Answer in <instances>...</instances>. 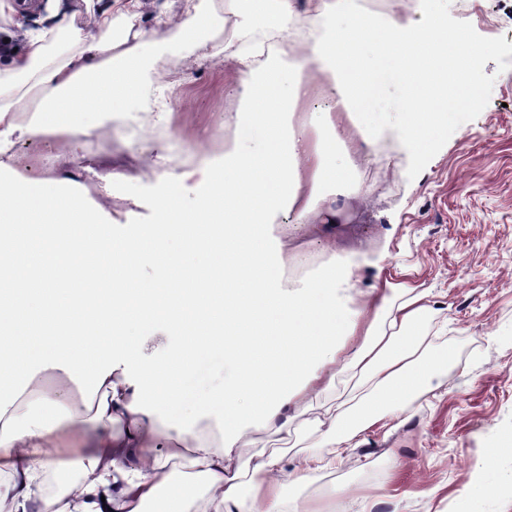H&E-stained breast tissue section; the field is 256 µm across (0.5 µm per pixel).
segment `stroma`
Masks as SVG:
<instances>
[{
  "instance_id": "obj_1",
  "label": "stroma",
  "mask_w": 512,
  "mask_h": 512,
  "mask_svg": "<svg viewBox=\"0 0 512 512\" xmlns=\"http://www.w3.org/2000/svg\"><path fill=\"white\" fill-rule=\"evenodd\" d=\"M448 23L466 25L476 43L494 47L485 58L481 93L463 127L427 157L410 152L397 124L382 129L372 150L347 157L348 185L336 242L307 233L303 275L318 277L330 248L354 261V304L383 280L396 290L426 292L430 308L416 326L426 357L441 377L432 391L407 398L389 426L360 432L336 465L301 484H284V500L311 512H456L481 482L496 486L492 512H512V0H447ZM196 49L202 65L187 67L182 52L153 57L155 74L174 84L172 156L206 144L213 156L233 145L228 112L248 102L224 91V45L235 19ZM158 137L141 122L55 133L22 142L14 152L24 178L50 181L65 156L73 191L89 209L104 205L118 234L130 236L156 215L160 187L153 167ZM121 161L126 179L112 177ZM109 195H102V185ZM289 438L269 430L244 437L242 464L279 448L297 458L328 456L330 442L303 420ZM498 449L496 469L485 467Z\"/></svg>"
}]
</instances>
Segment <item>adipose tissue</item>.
<instances>
[{
	"instance_id": "1",
	"label": "adipose tissue",
	"mask_w": 512,
	"mask_h": 512,
	"mask_svg": "<svg viewBox=\"0 0 512 512\" xmlns=\"http://www.w3.org/2000/svg\"><path fill=\"white\" fill-rule=\"evenodd\" d=\"M232 2L239 37L258 47L298 20L293 0ZM314 2L312 39L291 62L228 53L227 88L248 99L253 118L225 114L237 138L221 157L200 150L176 164L160 150L157 216L132 237L114 234L76 195L21 178L8 159L17 142L134 113L152 80L155 29L174 27L181 47H195L211 13L201 4L179 20L154 0H74L52 25L25 31L24 50L0 30V512H194L198 481L205 512H301L284 503L282 484L310 479L320 456L264 455L246 483L227 462L231 448L255 430L288 432L309 393L335 388L340 366L370 392L362 421L340 400L308 423L341 453L389 423L377 396L401 401L439 387L412 336L425 293L408 287L397 298L386 281L354 310L335 260L298 284L283 272L300 261L302 231L335 236L336 186L352 179L344 151L371 148L396 115L406 147L430 154L469 97L447 80L448 61L477 84L493 48L449 26L447 0H420L415 24L390 16L375 45L348 0ZM118 18L125 39L105 37ZM61 35L73 50L48 58ZM23 83L41 93L32 123L17 118ZM388 86L398 90L390 100ZM318 92L327 107L282 126L279 104ZM353 336L360 342L347 348ZM43 373L52 385L39 383ZM203 412L220 414L218 437L190 425ZM85 422L107 426L87 447L74 434ZM65 454L77 456L80 478L50 492Z\"/></svg>"
}]
</instances>
